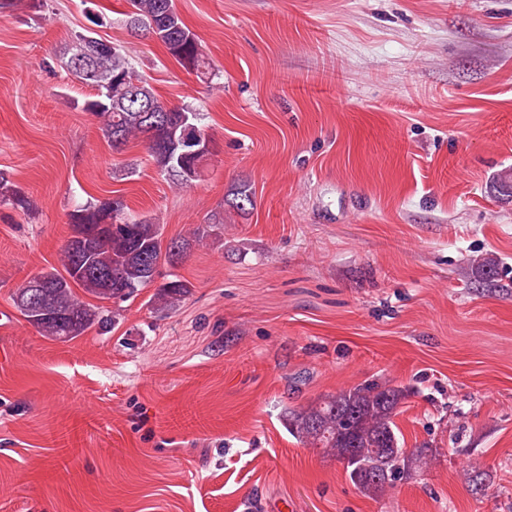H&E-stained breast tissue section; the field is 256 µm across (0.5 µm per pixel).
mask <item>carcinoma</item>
Instances as JSON below:
<instances>
[{"label":"carcinoma","instance_id":"1","mask_svg":"<svg viewBox=\"0 0 512 512\" xmlns=\"http://www.w3.org/2000/svg\"><path fill=\"white\" fill-rule=\"evenodd\" d=\"M131 11L127 28L144 30L161 42L168 53L188 72L204 76L212 69L200 37L191 32L176 11L174 0H129ZM59 58L78 82L92 88L82 110L101 120L108 140L118 137L121 145L141 139L157 167L173 185L186 188L176 172V158L166 144L178 139L191 125L204 132L201 114L186 105L175 107L163 101L124 54L121 46L79 33L60 47ZM30 211L31 198L0 171V204ZM122 199L88 202L68 215L70 227L105 224L117 214L118 223L104 240L73 249L64 243L58 254L62 270L51 267L37 274L48 288L32 299L28 283L12 295L15 307L44 336L70 341L94 325L108 321L99 307L83 301L80 295L100 301L124 302L136 291L156 285L149 303L158 313L180 305L191 294L193 285L179 278L156 283L160 266H174L184 259L188 243L182 238L162 240L160 225L148 216H129ZM82 294H77V291ZM408 390L387 383H368L327 395L307 406L285 409L288 433L310 448L341 462L350 457L362 462H379L383 472L373 480L363 477L358 487L377 495L387 484L410 478L426 464L431 449L425 445L411 451L394 417Z\"/></svg>","mask_w":512,"mask_h":512}]
</instances>
